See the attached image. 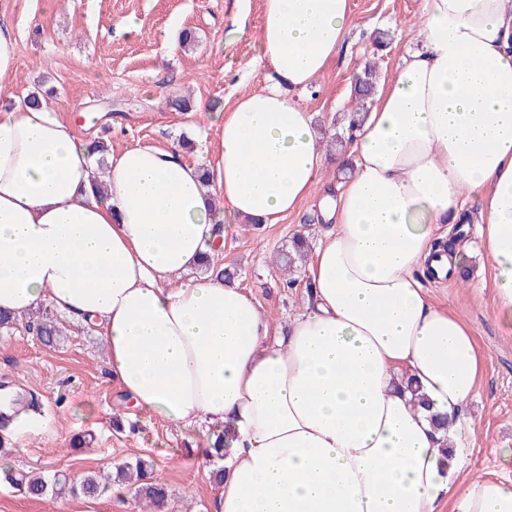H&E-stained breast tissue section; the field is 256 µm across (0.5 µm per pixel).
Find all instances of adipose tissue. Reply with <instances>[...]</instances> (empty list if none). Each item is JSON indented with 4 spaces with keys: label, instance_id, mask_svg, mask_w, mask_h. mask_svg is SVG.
I'll use <instances>...</instances> for the list:
<instances>
[{
    "label": "adipose tissue",
    "instance_id": "ef3b65f1",
    "mask_svg": "<svg viewBox=\"0 0 512 512\" xmlns=\"http://www.w3.org/2000/svg\"><path fill=\"white\" fill-rule=\"evenodd\" d=\"M350 24V0H263L252 65L265 85L212 114L207 169L140 146L101 169L53 102L0 112V311L49 306L100 328L140 412L224 426L215 512H512V480L465 472L432 423L460 418L485 355L421 280L457 266L435 232L479 200L495 308L512 327V0H423L421 48L334 188L318 182L327 158L297 98ZM313 199L334 229L279 336L249 292L199 268L225 225L277 224Z\"/></svg>",
    "mask_w": 512,
    "mask_h": 512
}]
</instances>
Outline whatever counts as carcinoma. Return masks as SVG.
<instances>
[{
  "label": "carcinoma",
  "instance_id": "1",
  "mask_svg": "<svg viewBox=\"0 0 512 512\" xmlns=\"http://www.w3.org/2000/svg\"><path fill=\"white\" fill-rule=\"evenodd\" d=\"M377 62L369 61L358 76L354 91L356 107L350 113L347 126L334 130L331 142L335 146L344 148L352 142L354 132L365 122L371 110V102L377 91ZM296 244L302 249L291 252L284 250L275 258L276 266L286 276L283 287L293 290L301 285L302 279L295 276L298 267L306 263L307 242L304 238L296 239ZM28 326L36 331V335L48 346L57 342L62 330L57 323L47 317L28 322ZM154 462L143 457H136L133 462H125L116 467L115 474L93 473L84 477L76 484L63 472L49 474L25 472L13 473L12 470L0 467V480L5 481L18 491L34 497H43L51 494L55 497L82 496L88 499H97L112 484L119 480L135 486V498L142 501L148 512L161 508L165 504L167 492L164 484L155 476Z\"/></svg>",
  "mask_w": 512,
  "mask_h": 512
}]
</instances>
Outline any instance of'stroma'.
Returning a JSON list of instances; mask_svg holds the SVG:
<instances>
[{"label":"stroma","mask_w":512,"mask_h":512,"mask_svg":"<svg viewBox=\"0 0 512 512\" xmlns=\"http://www.w3.org/2000/svg\"><path fill=\"white\" fill-rule=\"evenodd\" d=\"M348 42L330 68L299 98L321 141L355 106L356 75L373 58V39L388 32L378 57L380 86L418 48L421 0H351ZM262 0H0V21L17 42V63L0 83V110L20 98L48 94L82 134L117 153L133 146L182 145L186 160L214 159L218 135L209 114L230 109L262 87L250 63L257 53ZM134 21L126 32L122 21ZM192 32L194 46L180 38ZM186 107H178V100ZM327 230L310 203L281 223L224 233V261L242 270L238 285L279 327L303 309V296L282 286L276 254L295 235L318 242ZM450 283L425 281L430 299L456 310L485 355L475 396L458 432L471 473L495 470L512 478L494 451L512 448V330L494 311L491 262L478 233L467 234ZM65 334L46 347L25 322L0 335V382L35 395L38 408L0 425V460L18 470L63 471L72 477L107 470L142 456L155 463L168 498L166 512H213L214 467L199 453L204 437L135 410L113 381L105 349L92 329L61 319ZM132 486L113 483L98 499H35L0 483V512H137Z\"/></svg>","instance_id":"obj_1"}]
</instances>
